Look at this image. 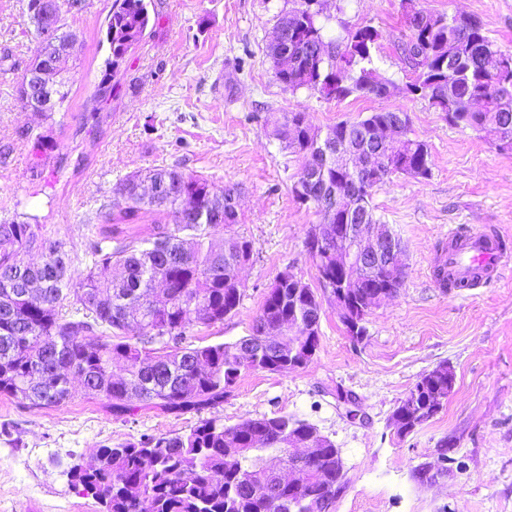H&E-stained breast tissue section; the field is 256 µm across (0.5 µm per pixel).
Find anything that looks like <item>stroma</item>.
<instances>
[{
    "instance_id": "stroma-1",
    "label": "stroma",
    "mask_w": 512,
    "mask_h": 512,
    "mask_svg": "<svg viewBox=\"0 0 512 512\" xmlns=\"http://www.w3.org/2000/svg\"><path fill=\"white\" fill-rule=\"evenodd\" d=\"M27 0H0V222L38 215L46 232L66 242L76 270L86 266L89 230L149 238L162 216L100 223L113 186L147 167L179 166L215 186L236 185L240 233L254 243L241 272L243 299L224 322L197 331L199 343L248 335L276 275L291 270L316 284L304 241L319 223L314 206L290 192L305 159L274 135L285 112L307 113L321 128L382 109H399L412 138L425 142L432 173L393 176L372 195L378 218L400 238L405 281L367 316L361 341L348 335L323 300L320 346L306 367L278 374L253 371L225 398V425L288 414L314 425L339 448L346 484L332 512H512V272L486 288L454 295L430 269L456 224H496L512 234V152L482 134L448 124L445 113L405 93L414 74L402 55L409 31L402 0H328L329 34L370 25L382 40L376 55L392 89L384 98L327 101L280 84L267 47L279 15L293 0H151L155 22L114 79L111 98L93 104L109 55L106 24L113 0H86L64 16L73 56L61 73L67 107L44 118L19 98L22 74L38 46ZM434 12L479 17L493 44L512 50V0H419ZM46 135L47 153L23 138ZM456 374L446 406L406 437L389 421L419 377L440 363ZM353 394L354 410L337 390ZM199 415L158 408L112 414L104 401L75 386L67 403L27 408L0 396V512H99L69 486L67 464H90L98 448L143 435L189 429ZM448 440L465 464L438 483L417 481L419 466H437Z\"/></svg>"
}]
</instances>
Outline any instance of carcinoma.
Returning a JSON list of instances; mask_svg holds the SVG:
<instances>
[{
	"instance_id": "carcinoma-1",
	"label": "carcinoma",
	"mask_w": 512,
	"mask_h": 512,
	"mask_svg": "<svg viewBox=\"0 0 512 512\" xmlns=\"http://www.w3.org/2000/svg\"><path fill=\"white\" fill-rule=\"evenodd\" d=\"M82 0H58L54 13L58 45L39 43L29 67L52 61L58 49L70 46L61 32L62 12L74 13ZM45 0H27V13L41 29ZM410 30L403 46L405 60L414 70L413 87L428 90L429 105L446 112L448 123L470 128L499 150L512 151V51L494 47L483 26L471 18L427 12L417 18L406 15ZM150 26L147 0H114L106 26L110 56L94 99L112 95L114 78L126 55L145 37ZM281 42L291 50L294 64L275 72L276 79L291 91L307 89L325 100L375 95L372 81L380 79L374 57L382 34L367 38L371 26L350 29L342 38L328 35L318 19L294 32L288 13L279 15ZM326 47L317 59L310 43ZM459 95L473 93L485 100V111H448L438 101L443 85ZM391 110L371 112L341 120L325 129L314 126L304 112H285L275 129L284 148L305 156L318 168L319 176L334 185L355 176L323 159L317 138L331 135L344 146L359 138L361 130L387 121ZM379 175L359 179V199L373 212L372 194L396 173L431 175V154L426 143L407 138L388 160H377ZM167 186V194L149 198L137 191L139 181ZM124 204V217L142 211L163 213V224L153 239L94 237L86 254L91 264L75 276L74 259L64 243L42 233L43 225L27 220L0 223V395L21 405L59 407L71 398V381L81 382L86 395L101 399L115 415L143 407H156L177 415L216 409L230 395L247 371L286 373L297 369L288 364V347L301 336L285 333L273 343L260 335L263 321L305 320L317 292L300 290L273 281L265 294L250 334L234 342L198 344L195 329L224 323L243 297L237 266L253 255L251 239L236 230L238 213L229 205L214 207V185L208 179L179 168L153 167L120 180L112 189ZM225 231L218 247L211 231ZM41 252V261L27 263L23 255ZM314 260L321 289L335 275L333 264ZM167 282L165 297H154L158 279ZM405 276H395L377 266L350 290L356 303L371 290L395 296ZM251 348L253 360L240 362L238 349ZM118 364L124 376L115 377ZM434 368L421 376L405 399L426 409L423 421L439 413L448 402V383ZM307 422L288 414L246 419L224 425L218 413L202 419L183 434L143 436L115 447L97 449L100 463L77 477L80 485L104 489L105 512H330L336 488L345 484L344 467L336 461V445L307 464L301 485L290 490L269 484L261 461L288 447V437ZM260 437L265 447H253Z\"/></svg>"
}]
</instances>
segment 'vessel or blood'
Instances as JSON below:
<instances>
[{"label": "vessel or blood", "instance_id": "1", "mask_svg": "<svg viewBox=\"0 0 512 512\" xmlns=\"http://www.w3.org/2000/svg\"><path fill=\"white\" fill-rule=\"evenodd\" d=\"M447 239L436 263L439 287L485 288L498 282L512 266V236L497 226L461 224L449 229Z\"/></svg>", "mask_w": 512, "mask_h": 512}]
</instances>
